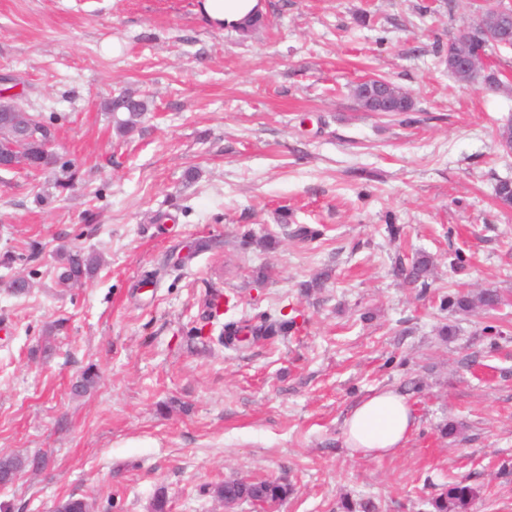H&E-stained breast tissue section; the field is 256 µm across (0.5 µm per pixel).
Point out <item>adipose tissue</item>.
Wrapping results in <instances>:
<instances>
[{
  "instance_id": "ef3b65f1",
  "label": "adipose tissue",
  "mask_w": 512,
  "mask_h": 512,
  "mask_svg": "<svg viewBox=\"0 0 512 512\" xmlns=\"http://www.w3.org/2000/svg\"><path fill=\"white\" fill-rule=\"evenodd\" d=\"M414 425L415 417L404 396L380 389L345 419V443L358 457H380L402 447Z\"/></svg>"
}]
</instances>
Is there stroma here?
I'll return each mask as SVG.
<instances>
[{"instance_id": "1", "label": "stroma", "mask_w": 512, "mask_h": 512, "mask_svg": "<svg viewBox=\"0 0 512 512\" xmlns=\"http://www.w3.org/2000/svg\"><path fill=\"white\" fill-rule=\"evenodd\" d=\"M195 8L0 0V76L56 117V153L77 169L64 191L56 166L0 172V453L46 459L0 502L51 512L73 493L94 512H148L162 488L169 512H224L210 489L234 475L289 483L277 512L368 497L427 512L465 476L482 489L471 512H512V213L494 202L512 179L496 138L512 47L491 55L488 92L448 74V39L478 0H266L271 26L245 39ZM371 75L412 111H362L352 89ZM116 89L154 99L124 141L104 110ZM301 226L315 237L260 245ZM62 245L103 263L62 287ZM420 253L428 286L397 279L395 262ZM18 275L29 294H13ZM482 288L505 305L441 307ZM217 294L231 305L210 321ZM266 317L296 327L218 343L225 324ZM87 369L99 379L75 395ZM383 387L416 427L392 454L354 457L343 420Z\"/></svg>"}]
</instances>
